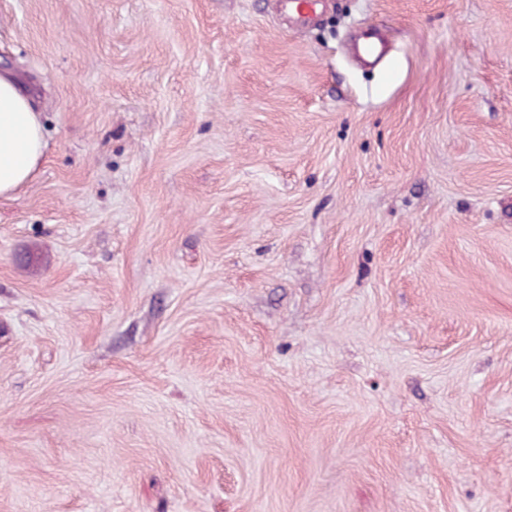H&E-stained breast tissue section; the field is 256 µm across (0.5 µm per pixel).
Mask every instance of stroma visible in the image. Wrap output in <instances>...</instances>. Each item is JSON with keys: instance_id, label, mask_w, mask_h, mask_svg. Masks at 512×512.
<instances>
[{"instance_id": "1", "label": "stroma", "mask_w": 512, "mask_h": 512, "mask_svg": "<svg viewBox=\"0 0 512 512\" xmlns=\"http://www.w3.org/2000/svg\"><path fill=\"white\" fill-rule=\"evenodd\" d=\"M278 2L0 0V512H512V0ZM288 10L289 19L303 30L315 23L318 17L320 0H279ZM355 52L361 60L372 62L383 55L384 43L380 37L370 32L356 45ZM43 129L12 76L0 74V196L15 193L41 163Z\"/></svg>"}]
</instances>
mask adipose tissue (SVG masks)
Returning a JSON list of instances; mask_svg holds the SVG:
<instances>
[{"mask_svg":"<svg viewBox=\"0 0 512 512\" xmlns=\"http://www.w3.org/2000/svg\"><path fill=\"white\" fill-rule=\"evenodd\" d=\"M43 148L37 112L16 79L0 74V196L15 193L30 180Z\"/></svg>","mask_w":512,"mask_h":512,"instance_id":"1","label":"adipose tissue"}]
</instances>
